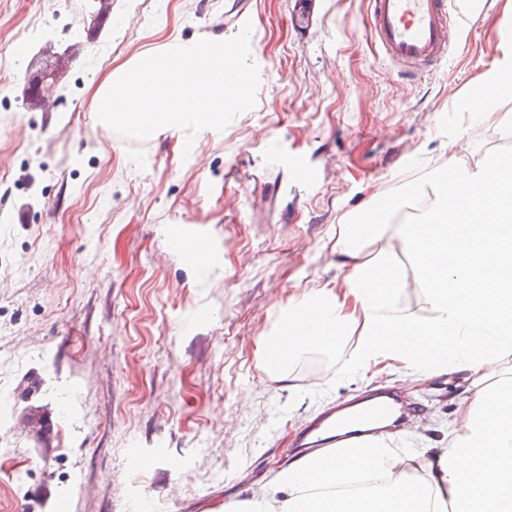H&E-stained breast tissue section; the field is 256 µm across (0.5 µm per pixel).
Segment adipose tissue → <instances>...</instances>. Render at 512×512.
<instances>
[{
	"label": "adipose tissue",
	"mask_w": 512,
	"mask_h": 512,
	"mask_svg": "<svg viewBox=\"0 0 512 512\" xmlns=\"http://www.w3.org/2000/svg\"><path fill=\"white\" fill-rule=\"evenodd\" d=\"M482 81L481 97L466 98L473 116L489 119L492 103L512 92V45ZM473 196L459 221L454 193ZM413 194L429 201L419 221L389 225L382 211L399 199L373 192L354 224L340 225L332 246L340 273L309 289L288 307V324L261 346L291 356L336 349L357 334L348 364L355 370L390 360L415 375L447 368L468 372L474 397L447 451L393 453L385 443L342 448L337 456H308L278 473L276 501L253 500L250 512H512V379L501 378L497 361L512 350V159L491 157L475 167L448 162ZM404 251L411 270L394 256ZM415 287L427 308L405 303ZM427 474L419 482L418 474Z\"/></svg>",
	"instance_id": "obj_1"
}]
</instances>
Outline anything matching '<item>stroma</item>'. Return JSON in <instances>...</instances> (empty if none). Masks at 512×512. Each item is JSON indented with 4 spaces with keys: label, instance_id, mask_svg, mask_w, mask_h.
<instances>
[{
    "label": "stroma",
    "instance_id": "obj_1",
    "mask_svg": "<svg viewBox=\"0 0 512 512\" xmlns=\"http://www.w3.org/2000/svg\"><path fill=\"white\" fill-rule=\"evenodd\" d=\"M0 0V507L5 512H225L288 467L295 432L334 402L389 387L418 403L396 448L442 453L466 372L346 364L355 336L299 358L292 386L259 351L288 299L336 274V228L374 189L403 197L448 158L512 155V95L491 120L469 88L512 42V0H467L436 73L381 55L368 0ZM251 23L256 102L221 131L142 142L101 125L97 84L177 37ZM27 46L24 59L11 53ZM54 60L52 111L28 92ZM315 172L293 177L289 164ZM185 225L184 248L171 242ZM202 249L190 263L186 252ZM152 458L132 465L128 451Z\"/></svg>",
    "mask_w": 512,
    "mask_h": 512
}]
</instances>
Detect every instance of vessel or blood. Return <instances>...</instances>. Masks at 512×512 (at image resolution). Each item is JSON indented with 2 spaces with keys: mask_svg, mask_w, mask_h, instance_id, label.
Here are the masks:
<instances>
[{
  "mask_svg": "<svg viewBox=\"0 0 512 512\" xmlns=\"http://www.w3.org/2000/svg\"><path fill=\"white\" fill-rule=\"evenodd\" d=\"M370 29L384 57L418 79L437 68L452 45L463 14L456 0H369ZM398 402L383 389L329 406L296 436L295 456H334L340 448H365L382 435Z\"/></svg>",
  "mask_w": 512,
  "mask_h": 512,
  "instance_id": "b4317fda",
  "label": "vessel or blood"
}]
</instances>
